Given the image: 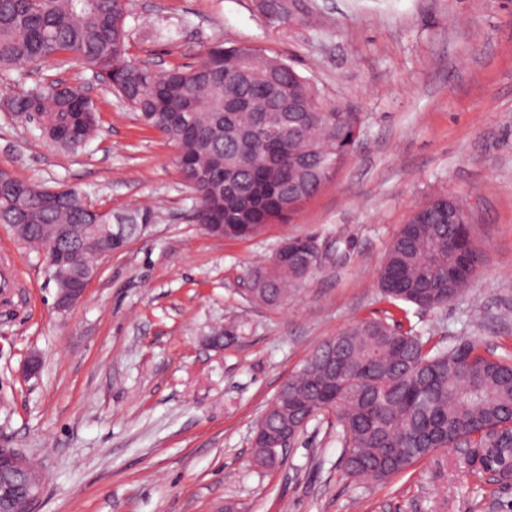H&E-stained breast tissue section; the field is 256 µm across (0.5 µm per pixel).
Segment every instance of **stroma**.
I'll return each instance as SVG.
<instances>
[{
	"label": "stroma",
	"instance_id": "35a3bbf8",
	"mask_svg": "<svg viewBox=\"0 0 512 512\" xmlns=\"http://www.w3.org/2000/svg\"><path fill=\"white\" fill-rule=\"evenodd\" d=\"M292 3L294 22L280 27L261 0H130V52L153 70L196 66L219 41L250 45L359 113L349 160L288 222L250 239L195 221L176 147L78 62L0 72V168L103 211L152 215L64 314L40 254L0 224V261L23 287L0 306V448L40 471L35 512H512V483L478 476L452 450L384 484L353 480L329 414L308 423L285 466L252 462L280 386L361 320L391 318L442 347L512 351V0ZM49 76L82 87L101 116L78 151L5 108ZM438 193L465 201L485 263L447 307L397 309L376 272ZM309 235L344 262L323 260L281 304L257 302L252 271ZM230 328L232 344H209ZM33 354L42 366L29 376Z\"/></svg>",
	"mask_w": 512,
	"mask_h": 512
}]
</instances>
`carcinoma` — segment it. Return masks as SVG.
<instances>
[{
    "label": "carcinoma",
    "instance_id": "obj_1",
    "mask_svg": "<svg viewBox=\"0 0 512 512\" xmlns=\"http://www.w3.org/2000/svg\"><path fill=\"white\" fill-rule=\"evenodd\" d=\"M273 23L294 18L271 0ZM128 0H0V71H23L72 55L118 95L145 127L179 150V167L196 196L195 219L216 236L247 238L288 219L353 153L360 119L330 106L321 90L291 64L248 45L209 48L192 69L158 73L130 56ZM263 60L262 82L239 79L242 63ZM282 92L302 111L284 124L278 112H226L224 100ZM8 108L40 118L45 134L66 150L85 146L99 117L83 90L46 80L14 97ZM428 224H403L377 272L391 303L443 308L479 271L472 227L446 224L448 196L433 197ZM151 215L116 217L84 203L71 189H49L0 169V223L25 225V236L59 246L60 224H132ZM315 238L295 240L288 254L251 275V291L275 305L315 271ZM55 287L84 277L80 266L48 269ZM313 419L331 413L340 427L342 462L355 480L386 481L444 449L459 448L471 469L512 476V353L496 356L472 341L448 349L383 320L362 321L325 342L288 379L256 433L271 434L284 409Z\"/></svg>",
    "mask_w": 512,
    "mask_h": 512
}]
</instances>
